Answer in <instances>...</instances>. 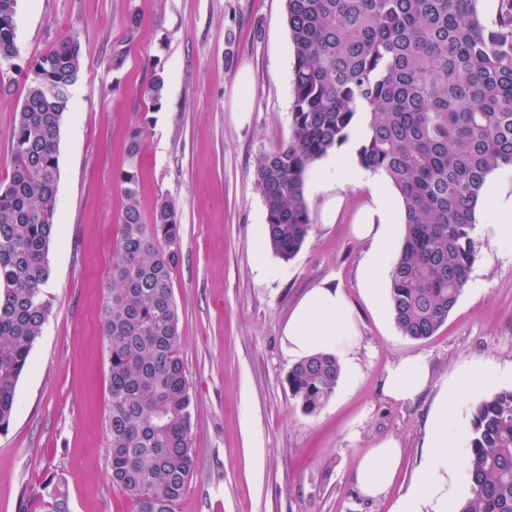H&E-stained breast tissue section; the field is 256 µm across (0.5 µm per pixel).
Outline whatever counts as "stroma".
Wrapping results in <instances>:
<instances>
[{"label":"stroma","instance_id":"35a3bbf8","mask_svg":"<svg viewBox=\"0 0 512 512\" xmlns=\"http://www.w3.org/2000/svg\"><path fill=\"white\" fill-rule=\"evenodd\" d=\"M141 19L120 71L111 68L129 13ZM15 64L0 65V183L11 171L15 117L25 95L16 65L65 39L81 50L80 78L59 141L55 233L43 288L49 314L0 434V512H21L45 480H66L70 512H132L113 486L107 453L109 350L99 309L112 285L124 200L116 174L128 129L146 123L138 164L144 212L175 200L181 250L173 273L181 313L180 356L193 396L196 467L176 512H390L417 466L424 423L444 382L475 374L457 424L470 433L476 406L512 389V244L477 239V261L447 322L430 338L397 329L389 295L370 301L357 279L365 247L352 233L366 200L335 186L307 196L312 229L299 253H268L265 209L254 187L257 159L290 132L293 50L284 0H17ZM163 106L145 107L153 73ZM249 77L241 87L240 74ZM343 194L333 221L327 198ZM340 285L358 321L355 373H342L324 407L305 413L288 392L294 365L282 328L300 295L322 280ZM423 356L432 387L413 401L382 386L401 358ZM404 455L379 499L353 484L379 440Z\"/></svg>","mask_w":512,"mask_h":512}]
</instances>
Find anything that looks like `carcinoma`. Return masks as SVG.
I'll list each match as a JSON object with an SVG mask.
<instances>
[{
    "label": "carcinoma",
    "mask_w": 512,
    "mask_h": 512,
    "mask_svg": "<svg viewBox=\"0 0 512 512\" xmlns=\"http://www.w3.org/2000/svg\"><path fill=\"white\" fill-rule=\"evenodd\" d=\"M480 0H285L293 45L288 140L262 154L254 185L265 236L288 261L312 224L304 176L361 132L357 161L382 171L404 207L405 232L390 271L399 331L426 339L443 325L477 259L471 236L482 187L512 168V0L495 21ZM17 0H0V61L18 55ZM141 20L129 14L112 70L126 63ZM81 73L77 41H61L19 70L26 94L15 121L12 170L0 184V432L8 430L18 380L48 315L42 298L56 221L59 140L69 89ZM165 79L142 89L158 110ZM148 136L127 131L117 173L124 198L112 256V288L99 317L109 347L108 455L113 485L134 512H174L195 467L193 400L179 352L172 273L180 253L177 206L162 199L145 216L137 167ZM341 376L319 353L286 375L308 414L322 409ZM469 494L458 512H512V390L483 400L463 459ZM44 512H70L65 480L43 485Z\"/></svg>",
    "instance_id": "1"
}]
</instances>
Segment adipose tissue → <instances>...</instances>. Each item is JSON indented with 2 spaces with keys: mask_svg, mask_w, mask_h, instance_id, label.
Segmentation results:
<instances>
[{
  "mask_svg": "<svg viewBox=\"0 0 512 512\" xmlns=\"http://www.w3.org/2000/svg\"><path fill=\"white\" fill-rule=\"evenodd\" d=\"M356 142H348L308 174L310 188L334 180L347 186H364L370 200L352 230L366 247L358 280L370 300H378L379 285L390 266L394 232L400 217L391 199L394 190L383 172L360 166ZM483 199L494 210L493 220L477 219L479 233L491 244L512 243V190L488 180ZM357 334L353 309L342 288L324 281L310 288L294 306L283 328V344L289 356L305 358L318 352L338 355L351 363L350 340ZM430 384V372L422 356H408L394 364L384 382L385 394L397 401L410 400ZM459 385L442 386L425 426L422 453L416 475L391 512H455L459 505L450 463L456 455L455 404ZM403 457L398 441L378 442L360 459L355 484L367 499H377L394 483Z\"/></svg>",
  "mask_w": 512,
  "mask_h": 512,
  "instance_id": "ef3b65f1",
  "label": "adipose tissue"
}]
</instances>
